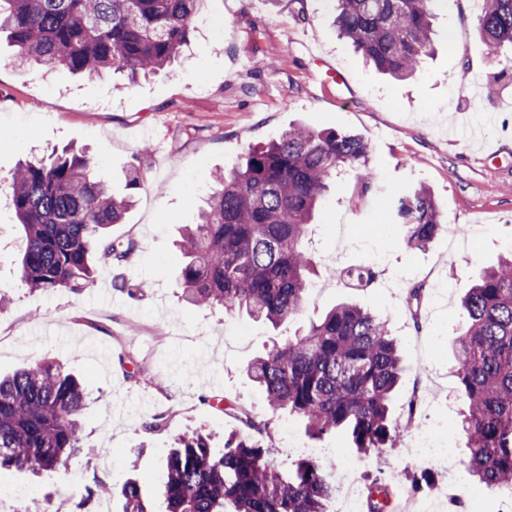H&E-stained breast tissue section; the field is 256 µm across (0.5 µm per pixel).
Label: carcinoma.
I'll return each mask as SVG.
<instances>
[{
	"label": "carcinoma",
	"mask_w": 512,
	"mask_h": 512,
	"mask_svg": "<svg viewBox=\"0 0 512 512\" xmlns=\"http://www.w3.org/2000/svg\"><path fill=\"white\" fill-rule=\"evenodd\" d=\"M204 0H0V34L21 65L64 68L93 78L110 70L134 79L173 62L190 44ZM338 35L374 69L397 80L411 76L433 51L435 0H335ZM478 32L486 45H512V0H483ZM358 135L292 126L243 164L216 176L199 222L185 229L179 280L186 300L244 311L277 327L297 317L312 288L314 265L304 248L312 213L341 174L362 190L373 173ZM90 158L73 153L23 163L11 176L22 226L21 279L43 291L94 284L100 266L135 257L132 240L110 236L144 186L131 168L127 193H109ZM395 214L401 243L427 247L443 229L441 210L420 187L400 195ZM355 288L375 278L370 267L346 269ZM466 325L454 356L467 403L466 467L489 493L512 488V257L479 272L462 300ZM402 358L385 321L343 303L247 366L272 411L303 421L321 439L345 433L355 448L381 460L404 428L391 416L403 375ZM81 384L48 362L0 377V470L51 473L86 453ZM259 438L231 434L221 453L200 434L179 438L152 489L135 479L112 488L120 512H328L336 485L325 466L300 458L285 472L272 461L268 425L234 404ZM368 487V512H388L383 469Z\"/></svg>",
	"instance_id": "obj_1"
}]
</instances>
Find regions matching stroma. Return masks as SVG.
Here are the masks:
<instances>
[{
  "label": "stroma",
  "mask_w": 512,
  "mask_h": 512,
  "mask_svg": "<svg viewBox=\"0 0 512 512\" xmlns=\"http://www.w3.org/2000/svg\"><path fill=\"white\" fill-rule=\"evenodd\" d=\"M482 0H436L432 54L415 77L377 74L330 25L332 0H207L189 49L173 65L125 84L121 76L84 79L60 69H19L0 44V373L41 360L75 374L85 391L82 415L90 454L40 476L0 473V482L34 492L55 512H73L87 489L134 478L149 483L183 435H207L222 448L247 433L226 416L225 401L270 420L271 433L300 421L272 412L246 366L274 342L352 301L381 315L401 349L405 372L392 401L401 418L418 397L425 414L460 419L464 407L453 344L465 317L460 299L473 276L512 251V47L491 51L478 37ZM344 81L328 82L326 68ZM291 126L356 134L370 147L369 190L337 178L317 206L309 244L318 291L302 314L279 328L240 312L199 307L182 297L180 230L195 223L216 172ZM72 145L86 149L94 175L116 195L130 167L145 188L110 232L136 242L133 261L98 268L78 292L33 291L20 278L21 233L9 198L20 162ZM499 147L489 155V147ZM426 187L444 229L422 250L400 242L391 221L396 193ZM370 267L376 279L353 288L344 268ZM426 298L411 317L407 289ZM165 417L167 427L152 428ZM337 484L367 489L378 466L341 434ZM501 512L503 493L480 494L469 475L453 494L434 493L438 512Z\"/></svg>",
  "instance_id": "obj_1"
}]
</instances>
